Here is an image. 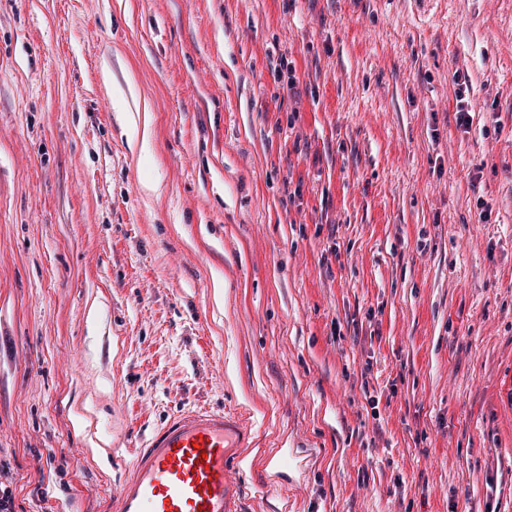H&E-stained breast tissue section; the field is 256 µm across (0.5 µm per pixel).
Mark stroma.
<instances>
[{"label":"stroma","mask_w":512,"mask_h":512,"mask_svg":"<svg viewBox=\"0 0 512 512\" xmlns=\"http://www.w3.org/2000/svg\"><path fill=\"white\" fill-rule=\"evenodd\" d=\"M199 406L239 512H512V0H0V483Z\"/></svg>","instance_id":"35a3bbf8"}]
</instances>
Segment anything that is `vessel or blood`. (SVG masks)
<instances>
[{"mask_svg": "<svg viewBox=\"0 0 512 512\" xmlns=\"http://www.w3.org/2000/svg\"><path fill=\"white\" fill-rule=\"evenodd\" d=\"M250 451L223 410L176 412L137 450L115 512H236L231 474Z\"/></svg>", "mask_w": 512, "mask_h": 512, "instance_id": "b4317fda", "label": "vessel or blood"}]
</instances>
